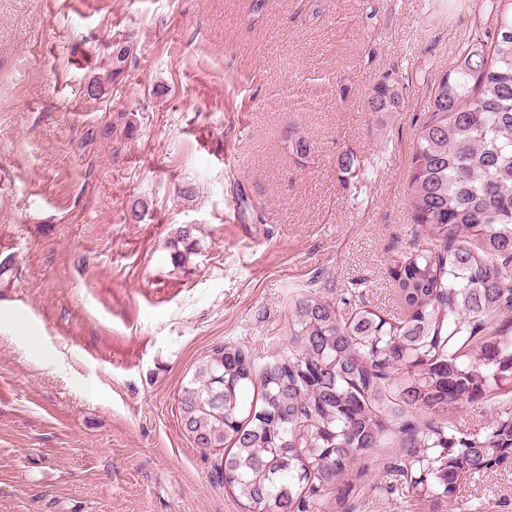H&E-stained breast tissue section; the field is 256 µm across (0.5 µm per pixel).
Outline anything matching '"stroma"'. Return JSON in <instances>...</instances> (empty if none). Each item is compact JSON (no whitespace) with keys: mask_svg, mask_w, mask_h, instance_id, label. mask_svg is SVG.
Returning a JSON list of instances; mask_svg holds the SVG:
<instances>
[{"mask_svg":"<svg viewBox=\"0 0 512 512\" xmlns=\"http://www.w3.org/2000/svg\"><path fill=\"white\" fill-rule=\"evenodd\" d=\"M254 3L0 0V512H243L180 428L197 360L224 343L276 355L310 285L401 311L389 267L425 244L406 206L413 143L477 0ZM125 36L135 59L90 99ZM391 72L403 110L366 112ZM347 153L376 164L361 189ZM243 196L258 216L240 217ZM181 224L199 250L178 265ZM395 454L307 512H431L386 491ZM440 512H512V459ZM194 231H196L194 224H181L173 232L168 241V248L171 250V259L175 264H183L192 254H196L198 241Z\"/></svg>","mask_w":512,"mask_h":512,"instance_id":"1","label":"stroma"}]
</instances>
